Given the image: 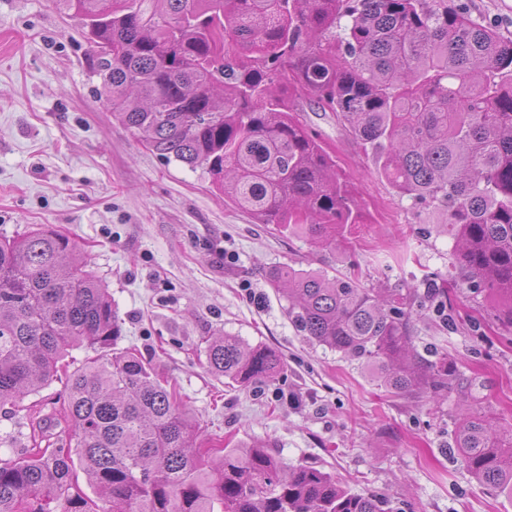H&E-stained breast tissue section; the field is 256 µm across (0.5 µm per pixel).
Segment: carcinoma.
I'll return each mask as SVG.
<instances>
[{
    "mask_svg": "<svg viewBox=\"0 0 512 512\" xmlns=\"http://www.w3.org/2000/svg\"><path fill=\"white\" fill-rule=\"evenodd\" d=\"M101 2L53 0L80 19L112 116L159 156L202 169L257 223L330 245L366 212L293 115L311 97L399 197L443 211L468 288L507 296L499 319L512 325V40L465 0ZM86 263L49 227L0 239V404L39 392L71 351L101 352L70 375L69 442L0 460V512H386L263 445L193 447L199 424L168 381L130 350L102 355L121 327ZM271 286L303 336L374 366L388 392L448 389V357L412 345L411 294L385 297L352 268L329 279L287 267ZM206 358L245 387L282 365L236 336L210 341ZM454 444L477 482L512 491V437L485 413L464 415ZM74 454L109 508L71 483Z\"/></svg>",
    "mask_w": 512,
    "mask_h": 512,
    "instance_id": "carcinoma-1",
    "label": "carcinoma"
}]
</instances>
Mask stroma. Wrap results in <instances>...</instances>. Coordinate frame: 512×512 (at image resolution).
<instances>
[{
  "label": "stroma",
  "mask_w": 512,
  "mask_h": 512,
  "mask_svg": "<svg viewBox=\"0 0 512 512\" xmlns=\"http://www.w3.org/2000/svg\"><path fill=\"white\" fill-rule=\"evenodd\" d=\"M78 18L51 0H0V238L46 225L85 253L116 307L119 348L162 373L190 407L202 439L260 442L284 466L315 464L392 512H512V493L481 486L453 454L462 397L475 396L512 429V328L500 298L456 282L449 322L413 305L419 353H447L454 376L441 400L393 395L368 367L302 336L270 285L280 266L335 277L355 264L369 288H413L453 271L442 213L399 197L334 116L301 102L357 187L369 220L335 245L251 216L201 170L166 161L113 118ZM216 336L282 357L271 379L232 387L207 365ZM64 383L0 407V459L58 444L70 427Z\"/></svg>",
  "instance_id": "stroma-1"
}]
</instances>
